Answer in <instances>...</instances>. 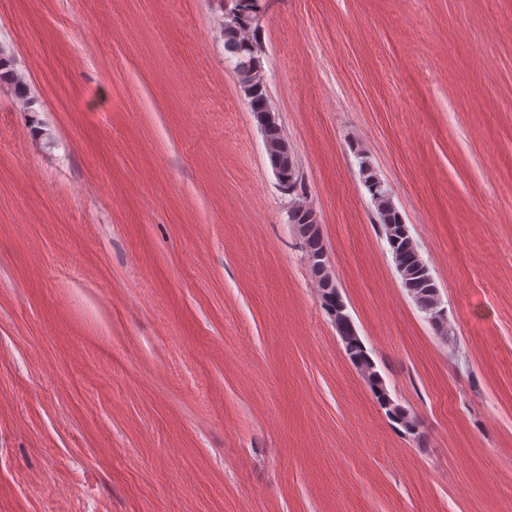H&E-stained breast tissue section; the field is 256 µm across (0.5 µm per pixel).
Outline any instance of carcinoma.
<instances>
[{"label": "carcinoma", "instance_id": "carcinoma-1", "mask_svg": "<svg viewBox=\"0 0 512 512\" xmlns=\"http://www.w3.org/2000/svg\"><path fill=\"white\" fill-rule=\"evenodd\" d=\"M257 0H234V8L224 20V50L234 59L240 88L248 98V104L257 123H262L263 115L272 111L267 83L261 74L260 53L262 50L259 29L256 21ZM264 144L271 166L283 173L280 186L292 197L289 222L297 228L303 240L306 254L313 255L325 251L320 225L313 216V210L303 202L305 183L295 163L288 142L280 125L261 129ZM363 182L374 204L378 223L381 224L387 245L394 262L399 266L398 273L402 284L411 294L418 309L431 321L438 331H443L444 320H432L433 311L440 309L436 283L424 280L422 270L426 263L421 258L415 243L408 233V227L397 210L392 196L371 166L360 161ZM326 312L331 317L336 332L340 336L345 353L353 366L367 382L379 405L386 409V415L401 424L409 434L419 428L415 418L401 405L393 402L385 404L388 393L376 365L359 336L353 321L338 317L339 308L345 304L337 288L329 286V267L310 265Z\"/></svg>", "mask_w": 512, "mask_h": 512}]
</instances>
